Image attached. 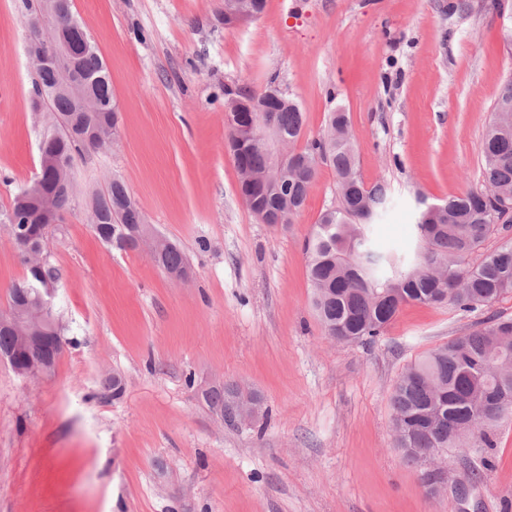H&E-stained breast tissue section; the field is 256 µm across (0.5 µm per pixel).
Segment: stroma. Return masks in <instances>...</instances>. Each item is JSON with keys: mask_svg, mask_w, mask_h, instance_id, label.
I'll return each mask as SVG.
<instances>
[{"mask_svg": "<svg viewBox=\"0 0 512 512\" xmlns=\"http://www.w3.org/2000/svg\"><path fill=\"white\" fill-rule=\"evenodd\" d=\"M491 4L266 0L228 28L222 0H73L119 113L116 143L76 159V187L122 179L193 277L173 282L147 250L104 244L84 206L51 229L66 345L38 380L0 361V512H512V416L493 447L412 462L389 403L422 355L512 318V296L471 313L408 304L375 342L332 341L304 243L336 175L319 167L288 229L261 223L239 196L224 124L228 87L293 98L307 140L344 109L362 180L390 196L372 237L413 257L417 198L481 184L480 143L512 79ZM26 19L23 0H0V212L39 168ZM25 274L0 224V312ZM219 380L259 393L265 415L223 423L203 398Z\"/></svg>", "mask_w": 512, "mask_h": 512, "instance_id": "stroma-1", "label": "stroma"}]
</instances>
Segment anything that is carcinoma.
<instances>
[{
  "label": "carcinoma",
  "instance_id": "cac0c4a2",
  "mask_svg": "<svg viewBox=\"0 0 512 512\" xmlns=\"http://www.w3.org/2000/svg\"><path fill=\"white\" fill-rule=\"evenodd\" d=\"M79 62L80 72L94 96L116 106L112 82L94 40ZM50 118L73 111L64 94L49 96ZM263 104L294 149V173L282 178L288 183V199L266 196L280 212L278 227L288 228L303 207L318 168L316 157L327 154L336 173V203L323 211L305 242L308 277L313 288V307L327 335L373 341L383 335L400 308L418 303H448L474 312L512 295V237L472 263L470 257L498 226L512 224V80L495 98L503 109L499 123L486 127L480 143L483 184L448 198L441 209L428 216L417 215L415 235L418 254L407 260L378 249L370 237V226L388 203L384 185L366 187L356 167L349 117L336 110L329 113L327 129L318 138L297 143L303 135V113L287 96L275 99L266 94ZM52 141L64 156L75 159L81 145L64 130ZM227 148L252 171L268 168L266 155L256 147H241L228 131ZM128 194L119 179L101 193L97 226L122 231L141 223L143 213L135 205L117 208ZM26 209L14 196L10 208L0 212V224H23ZM169 267H185L188 261L179 247L170 244L164 256ZM512 335V319L492 318L472 331L439 346L412 363L400 376L390 396L396 435L413 448H491V431L504 417L512 415V375L491 374L487 365L502 358L512 359V347L500 337ZM240 397L232 384L204 394L216 412Z\"/></svg>",
  "mask_w": 512,
  "mask_h": 512
}]
</instances>
